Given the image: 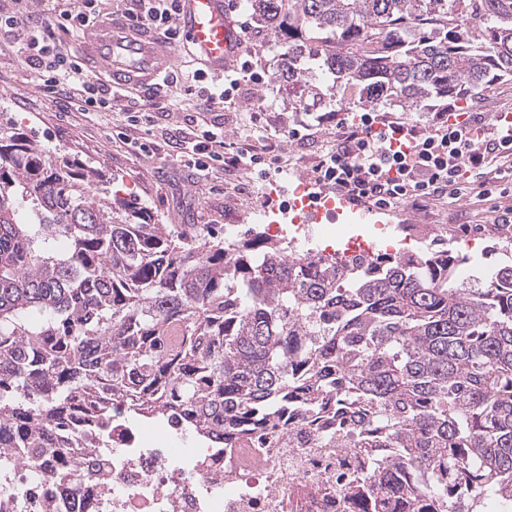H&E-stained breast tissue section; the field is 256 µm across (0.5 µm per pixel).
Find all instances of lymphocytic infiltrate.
<instances>
[{"mask_svg":"<svg viewBox=\"0 0 512 512\" xmlns=\"http://www.w3.org/2000/svg\"><path fill=\"white\" fill-rule=\"evenodd\" d=\"M181 0H133L126 13L128 22L157 29L167 40H182L179 20ZM100 0H78L77 6L47 15L42 32L29 27V13L5 18L4 23L21 32L27 61L38 72L43 89L54 95L62 110L108 112L117 106L121 93L92 79L77 61L57 51L55 29L81 33L102 19ZM250 54H241L235 69L211 78L194 69L168 73L160 81L170 100L196 95L206 111L223 109L234 100L242 82H264ZM160 102L127 110L124 144L135 151L150 153L163 140L153 131V115ZM336 139L314 167L316 183L336 189L352 202L378 208L409 203L424 206L431 200L448 204L468 199L489 202L487 221L495 228L512 226V207L492 204L493 196L512 191V121L487 119L473 112L458 120L448 112L430 113L426 123L408 120L389 112H363L355 119L336 113ZM187 129L176 147L188 164L200 174L219 168L227 172L250 167L264 176L277 158L252 144L228 147L224 134L200 128L196 116L186 118ZM151 128L141 136V128Z\"/></svg>","mask_w":512,"mask_h":512,"instance_id":"f902f5d3","label":"lymphocytic infiltrate"}]
</instances>
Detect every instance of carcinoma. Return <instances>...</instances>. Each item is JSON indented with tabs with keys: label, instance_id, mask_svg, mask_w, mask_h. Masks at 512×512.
Wrapping results in <instances>:
<instances>
[{
	"label": "carcinoma",
	"instance_id": "carcinoma-1",
	"mask_svg": "<svg viewBox=\"0 0 512 512\" xmlns=\"http://www.w3.org/2000/svg\"><path fill=\"white\" fill-rule=\"evenodd\" d=\"M271 82L303 111H442L512 80V0H250ZM330 76L325 88L320 75ZM59 238L69 241L60 252ZM459 251L293 256L256 233L190 239L111 194L106 174L0 134V425L61 454L76 393L217 431L288 412L382 449L360 512H479L512 499V261L475 288ZM406 470L428 484L401 483Z\"/></svg>",
	"mask_w": 512,
	"mask_h": 512
}]
</instances>
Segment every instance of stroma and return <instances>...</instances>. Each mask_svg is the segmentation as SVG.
Here are the masks:
<instances>
[{
	"instance_id": "1",
	"label": "stroma",
	"mask_w": 512,
	"mask_h": 512,
	"mask_svg": "<svg viewBox=\"0 0 512 512\" xmlns=\"http://www.w3.org/2000/svg\"><path fill=\"white\" fill-rule=\"evenodd\" d=\"M194 106L191 100L179 103L170 111L158 113L157 121L171 131L182 129ZM197 116L200 124L222 126L224 142L230 146L253 140L255 125L267 126V136L279 158L268 179L248 174L235 188L240 193L236 229L240 236L260 231V221L250 218L249 212L258 204L270 206L265 189L275 184L293 188L303 179L314 181V166L334 142V123L319 122L318 112L289 108L286 90L267 82L245 83L230 109ZM124 120L119 112L60 111L49 94L38 90L36 71L27 65L15 31L0 29V127L27 132L49 154L92 162L112 178V188L119 197L146 206L160 223L185 235H198L208 224H223L224 203L232 189L225 184L223 171L199 176L186 166L175 148L167 145L153 154L133 152L117 136ZM302 124L309 125V137L290 138L288 128ZM389 220V225L382 228L372 223L357 224L347 209L337 224L340 234L360 235L370 242L385 236L399 240L407 235L409 225L428 224L433 228L430 243L460 250L464 248L460 226L483 223L484 211L464 200L454 205L433 200L422 209L400 205Z\"/></svg>"
}]
</instances>
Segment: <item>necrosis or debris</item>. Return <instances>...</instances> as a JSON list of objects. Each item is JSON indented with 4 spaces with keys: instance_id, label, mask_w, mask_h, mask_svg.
Instances as JSON below:
<instances>
[{
    "instance_id": "4bbe7bcc",
    "label": "necrosis or debris",
    "mask_w": 512,
    "mask_h": 512,
    "mask_svg": "<svg viewBox=\"0 0 512 512\" xmlns=\"http://www.w3.org/2000/svg\"><path fill=\"white\" fill-rule=\"evenodd\" d=\"M183 425L149 433L115 404L104 447L82 442L0 476V512H356L343 494L370 473L360 449L285 419L199 445Z\"/></svg>"
}]
</instances>
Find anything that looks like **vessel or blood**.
Wrapping results in <instances>:
<instances>
[{"instance_id":"1","label":"vessel or blood","mask_w":512,"mask_h":512,"mask_svg":"<svg viewBox=\"0 0 512 512\" xmlns=\"http://www.w3.org/2000/svg\"><path fill=\"white\" fill-rule=\"evenodd\" d=\"M180 26L183 49L208 72L223 73L243 50L224 0H182ZM81 53L89 74L108 78L118 90L154 82L175 60L174 51L155 31L129 28L116 14L87 28Z\"/></svg>"}]
</instances>
